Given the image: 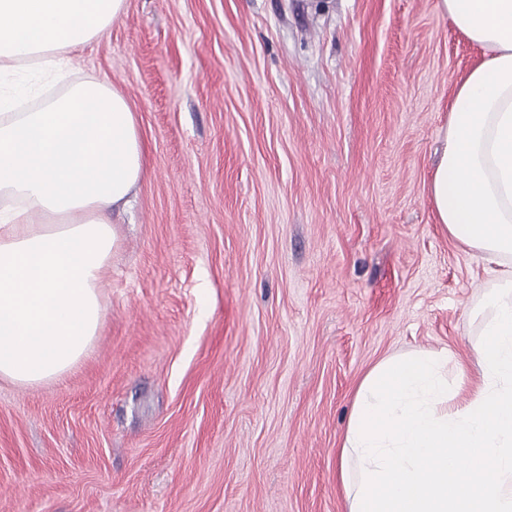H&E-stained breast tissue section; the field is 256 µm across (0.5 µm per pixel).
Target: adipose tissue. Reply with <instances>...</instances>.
I'll list each match as a JSON object with an SVG mask.
<instances>
[{"label":"adipose tissue","instance_id":"ef3b65f1","mask_svg":"<svg viewBox=\"0 0 512 512\" xmlns=\"http://www.w3.org/2000/svg\"><path fill=\"white\" fill-rule=\"evenodd\" d=\"M126 0H0V78L28 64L63 77ZM481 51L457 82L429 185L449 236L503 282L476 352L480 383L452 402L447 351L395 355L361 379L342 445L348 512H512V0H438ZM0 88V378L57 379L104 318L100 277L144 173L124 95L89 79L35 112Z\"/></svg>","mask_w":512,"mask_h":512}]
</instances>
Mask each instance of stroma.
Listing matches in <instances>:
<instances>
[{
	"mask_svg": "<svg viewBox=\"0 0 512 512\" xmlns=\"http://www.w3.org/2000/svg\"><path fill=\"white\" fill-rule=\"evenodd\" d=\"M479 58L437 0H127L66 80L8 77H108L146 173L87 354L0 380V512H347L362 376L483 341L495 266L428 194Z\"/></svg>",
	"mask_w": 512,
	"mask_h": 512,
	"instance_id": "obj_1",
	"label": "stroma"
}]
</instances>
